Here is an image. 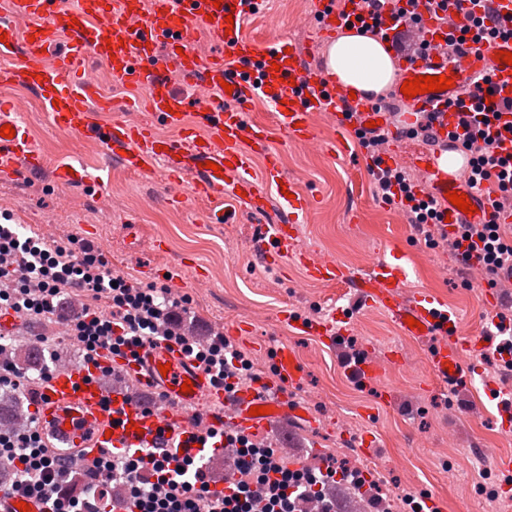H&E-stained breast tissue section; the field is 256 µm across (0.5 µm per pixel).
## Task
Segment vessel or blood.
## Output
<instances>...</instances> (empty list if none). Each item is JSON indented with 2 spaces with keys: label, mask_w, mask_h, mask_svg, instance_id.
Segmentation results:
<instances>
[{
  "label": "vessel or blood",
  "mask_w": 512,
  "mask_h": 512,
  "mask_svg": "<svg viewBox=\"0 0 512 512\" xmlns=\"http://www.w3.org/2000/svg\"><path fill=\"white\" fill-rule=\"evenodd\" d=\"M264 0H73L61 8L60 0H11V15L0 19V55H16L13 77L38 96L51 125L81 139L99 143L122 166L133 173H145L162 165L167 182L175 187V202L205 200L210 204L211 223H223L227 205H245L256 220L255 246L267 264L294 260L314 281L350 286L366 303L382 306L403 329L415 338L441 337L428 356L431 372L449 378L450 368L460 367L468 352L478 350L479 340L464 337L458 316L428 294H404L405 268L394 261L373 260L354 270L333 259L300 248L294 213L302 210L303 198L295 183L287 181L272 158L270 144L274 130L291 139L307 142L313 137L311 116L326 112L355 129L378 121L388 138L381 157L393 165L404 141L396 129L429 126L435 143L407 157V164L419 175L417 196H431L445 220L439 230L454 234L460 224L512 223V210L496 209L494 194L475 193L467 184L469 164L453 169L449 155L461 154L463 129L458 113L446 103L461 92L478 74H488L481 95L485 102L512 99V66L497 60V52H512V39L467 42L459 48L448 45V34L471 26L468 0H417V23L400 24L409 45L397 53L400 82L418 76L452 78V88L404 97L398 86L391 92L402 112L382 108L369 95L349 97L336 90L327 69L306 62L288 42L263 44L242 33L251 11H262ZM233 23H226V14ZM205 30L216 47L210 54L195 46L197 30ZM243 64L231 72L225 55ZM100 63L121 81L148 91V119L124 120L130 106L100 96L86 73ZM232 92H225L223 84ZM188 85L210 101L197 122H190L192 100L179 92ZM265 93L274 107L272 123H247L244 108L258 93ZM111 111L115 117L101 124L98 113ZM11 125L14 137L0 136V181H13L26 172L41 168L45 160L34 148L17 100L0 94V126ZM176 129L178 139L161 135L158 125ZM266 156L264 182L253 176L257 157ZM285 186L288 195L280 210H272L267 186ZM467 196L474 213L460 211L448 199L450 192ZM416 319L409 327L408 319ZM284 323L316 333L324 342L336 341L339 324L347 320L340 309L328 319L310 322L283 315ZM399 351L385 352L381 360L362 356L347 368L349 376L368 384L384 365L400 362ZM170 364L168 373L160 365ZM118 370L136 383H152L165 395L162 409L147 414L125 389L107 390L100 382L102 368ZM302 376L297 354L288 346L277 348L274 375L266 386L224 389L216 386L194 359L179 345L163 342L140 350L138 358H121L101 351L98 365L60 369L44 383L38 394L37 421L48 450L61 457L82 460L93 466L101 451L120 449L135 455L153 451L167 442L180 458L199 455L198 443L204 429H220L258 438L269 417L318 426L319 419L305 404L288 399L286 391ZM192 391H182L184 382ZM207 401L212 409L202 421H195L197 405ZM254 406L271 408V416L251 415Z\"/></svg>",
  "instance_id": "obj_1"
}]
</instances>
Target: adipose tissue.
Masks as SVG:
<instances>
[{"label": "adipose tissue", "mask_w": 512, "mask_h": 512, "mask_svg": "<svg viewBox=\"0 0 512 512\" xmlns=\"http://www.w3.org/2000/svg\"><path fill=\"white\" fill-rule=\"evenodd\" d=\"M325 59L328 71L342 90L378 94L389 87L396 75L394 60L384 45L357 28L330 39Z\"/></svg>", "instance_id": "obj_1"}]
</instances>
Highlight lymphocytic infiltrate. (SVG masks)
<instances>
[{
	"label": "lymphocytic infiltrate",
	"instance_id": "1",
	"mask_svg": "<svg viewBox=\"0 0 512 512\" xmlns=\"http://www.w3.org/2000/svg\"><path fill=\"white\" fill-rule=\"evenodd\" d=\"M450 110L462 113L465 148L472 154L469 184L512 186V163L500 165L484 142L470 135L471 126L487 124L481 107H467L464 99L449 100ZM376 193L389 205H398L416 236L431 247L458 249L472 238L483 244V274L488 287L505 264L512 263V226L461 224L455 237L436 232L439 215L431 200L416 197L415 179L401 167L378 170L373 175ZM88 297L75 306L73 297ZM105 299L109 312L92 307ZM188 296H175L171 287L154 282L138 286L113 274L105 252L95 243L70 237L41 236L19 239L0 223V309H12L30 324L48 320L64 326L83 353L85 363L96 362L100 350L137 356L139 350L160 341L181 346L212 378L260 382L247 353L223 332H208L204 339L181 329L189 312ZM204 447L215 444L232 449V464L240 478L228 491H220L210 471L195 460H178L166 454L134 456L123 451L102 453L93 467L52 456L44 447L38 426L10 427L0 431V459L9 461L11 479L0 485L10 496H39L44 512H345L342 490L364 497L373 512H425L411 494L392 500L376 482L365 481L360 468L326 465L316 469H289L272 443L255 442L209 430Z\"/></svg>",
	"mask_w": 512,
	"mask_h": 512
}]
</instances>
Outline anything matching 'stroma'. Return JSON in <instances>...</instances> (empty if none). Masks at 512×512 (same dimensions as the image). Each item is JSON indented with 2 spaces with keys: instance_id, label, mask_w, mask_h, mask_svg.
Returning <instances> with one entry per match:
<instances>
[{
  "instance_id": "35a3bbf8",
  "label": "stroma",
  "mask_w": 512,
  "mask_h": 512,
  "mask_svg": "<svg viewBox=\"0 0 512 512\" xmlns=\"http://www.w3.org/2000/svg\"><path fill=\"white\" fill-rule=\"evenodd\" d=\"M318 2L268 0L263 12L247 19L244 32L262 43L288 40L303 58L319 62L327 39L319 34ZM25 118L46 167L0 182V198L19 237L49 224L55 237L91 239L114 272L137 282L165 283L170 267H181L179 282L171 285L191 296L190 316L223 328L262 375L270 374L276 347L295 350L302 377L289 395L308 403L321 423L310 429L276 422L264 434L297 448L301 464L315 467L331 459L358 466L379 475L383 495L430 492L445 512H512V494L500 492L503 476L483 454L493 448L512 458V432L502 430L497 403L485 393L486 383L496 379L492 369L478 367L472 383L451 389L426 364L433 338L404 336L380 307L361 303L347 289L308 280L292 261L274 269L261 262L252 245L254 220L244 205L236 206L229 222L209 223L203 202L167 204L161 169L127 172L96 143L75 150L77 135L53 129L45 111ZM312 127L311 144L279 131L272 138L283 173L307 202L298 219L301 246L357 269L369 252L400 256L405 292L431 294L459 314L464 335H484L485 284L464 287L450 254L416 240L403 213L376 195L365 152H340L335 117L316 113ZM66 160L100 176V185L82 190L57 183L54 167ZM158 240L163 248H155ZM339 306L351 312L346 328L357 349L395 348L403 363L360 386L339 365V346L280 320L286 312L324 318ZM37 332L47 338L45 360L82 367L79 347L58 338L55 325L46 322L6 334L0 346L33 344ZM368 436L374 447L367 457L360 444Z\"/></svg>"
}]
</instances>
